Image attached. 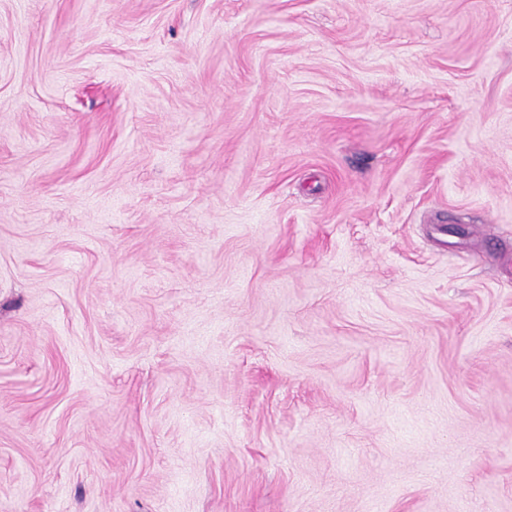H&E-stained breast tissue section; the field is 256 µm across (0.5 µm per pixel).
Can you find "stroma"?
<instances>
[{"label": "stroma", "instance_id": "1", "mask_svg": "<svg viewBox=\"0 0 512 512\" xmlns=\"http://www.w3.org/2000/svg\"><path fill=\"white\" fill-rule=\"evenodd\" d=\"M0 512H512V0H0Z\"/></svg>", "mask_w": 512, "mask_h": 512}]
</instances>
